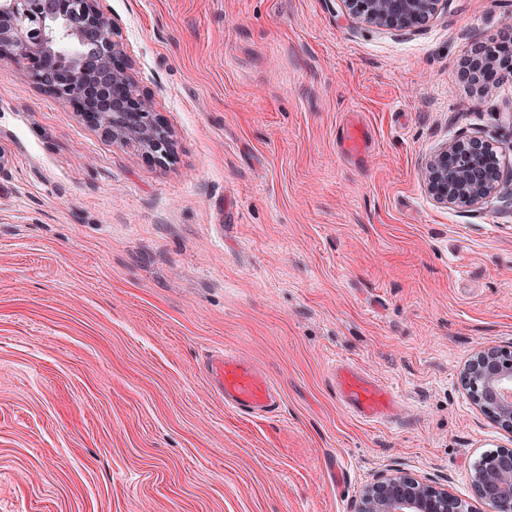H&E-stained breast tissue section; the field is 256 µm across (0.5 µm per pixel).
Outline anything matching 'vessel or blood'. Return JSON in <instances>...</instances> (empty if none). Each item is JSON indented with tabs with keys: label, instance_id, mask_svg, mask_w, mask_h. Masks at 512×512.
<instances>
[{
	"label": "vessel or blood",
	"instance_id": "vessel-or-blood-1",
	"mask_svg": "<svg viewBox=\"0 0 512 512\" xmlns=\"http://www.w3.org/2000/svg\"><path fill=\"white\" fill-rule=\"evenodd\" d=\"M206 373L225 408L238 415L263 417L275 412L279 405L280 395L266 374L231 350L212 355ZM329 374L338 403L349 413L366 421L397 417L399 406L394 394L358 368L334 362Z\"/></svg>",
	"mask_w": 512,
	"mask_h": 512
}]
</instances>
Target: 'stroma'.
Segmentation results:
<instances>
[{"instance_id": "stroma-1", "label": "stroma", "mask_w": 512, "mask_h": 512, "mask_svg": "<svg viewBox=\"0 0 512 512\" xmlns=\"http://www.w3.org/2000/svg\"><path fill=\"white\" fill-rule=\"evenodd\" d=\"M104 7L173 153L113 143L0 60V512H354L395 471L488 512L471 471L512 433L461 374L512 349V74L483 97L459 72L512 0L403 31L342 0ZM463 135L503 146L499 189L438 203L425 164ZM225 348L276 414L225 409L204 371ZM335 359L403 421L339 406Z\"/></svg>"}]
</instances>
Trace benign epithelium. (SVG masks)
<instances>
[{"label":"benign epithelium","mask_w":512,"mask_h":512,"mask_svg":"<svg viewBox=\"0 0 512 512\" xmlns=\"http://www.w3.org/2000/svg\"><path fill=\"white\" fill-rule=\"evenodd\" d=\"M101 0H0V59L9 58L59 102L114 142L134 141L157 161L171 153L167 127L148 96L132 90L129 60L115 39ZM349 15L389 29H412L432 19L443 0H343ZM472 85L486 94L512 73V38L463 59ZM429 194L441 203L471 206L490 197L500 178L499 146L463 136L427 161ZM461 381L474 402L512 433V350H478ZM472 484L489 512H512V448L475 463ZM357 512H472L448 489L404 472L379 476L365 487Z\"/></svg>","instance_id":"obj_1"}]
</instances>
